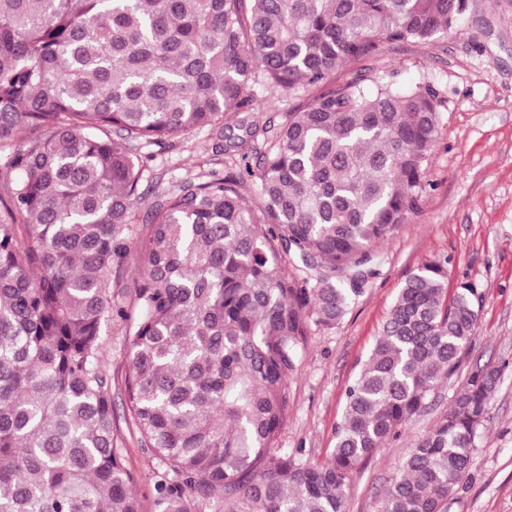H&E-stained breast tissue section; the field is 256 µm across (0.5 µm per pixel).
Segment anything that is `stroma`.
<instances>
[{
  "mask_svg": "<svg viewBox=\"0 0 512 512\" xmlns=\"http://www.w3.org/2000/svg\"><path fill=\"white\" fill-rule=\"evenodd\" d=\"M394 77L399 86L419 82L440 93L438 140L418 210L380 243L361 291L330 327L311 323L289 385L288 416L279 445L326 463L336 443L347 387L373 346L408 275L421 263L447 259L448 289L476 291L478 325L457 373L432 408L405 427L388 447L349 478L346 512H378L410 448L447 411L461 383L476 367L498 366L502 375L489 404L470 468L448 499V512H512V0H467L459 24L426 44H389L375 57L345 65L337 82L365 87ZM218 140L201 130L147 145L144 198L130 236H138L155 197L212 175L228 174ZM112 375L116 446L136 475L142 512H156L147 475L153 462L128 425L123 380L127 348L119 327L103 332Z\"/></svg>",
  "mask_w": 512,
  "mask_h": 512,
  "instance_id": "obj_1",
  "label": "stroma"
}]
</instances>
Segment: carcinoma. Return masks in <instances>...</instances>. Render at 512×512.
<instances>
[{
    "mask_svg": "<svg viewBox=\"0 0 512 512\" xmlns=\"http://www.w3.org/2000/svg\"><path fill=\"white\" fill-rule=\"evenodd\" d=\"M466 0H0V512H141L113 429L103 330L157 464V512H345L350 473L427 412L478 321L448 260L406 279L346 389L330 461L278 446L309 312L330 326L377 244L417 210L439 92L336 83ZM327 90L259 126L260 95ZM224 134L236 172L156 201L129 236L142 143ZM256 162H250V158ZM253 186L258 207L245 196ZM316 264L314 286L285 255ZM501 369L473 370L380 512H448Z\"/></svg>",
    "mask_w": 512,
    "mask_h": 512,
    "instance_id": "obj_1",
    "label": "carcinoma"
}]
</instances>
